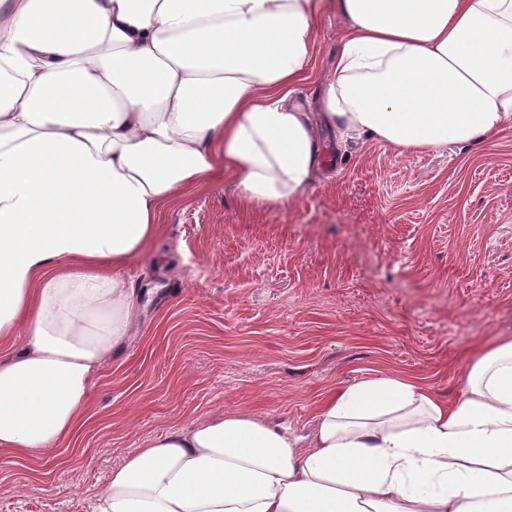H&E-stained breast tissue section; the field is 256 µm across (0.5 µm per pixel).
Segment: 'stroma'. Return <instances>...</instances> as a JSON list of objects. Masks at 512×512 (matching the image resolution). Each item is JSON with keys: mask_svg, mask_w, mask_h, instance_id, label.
<instances>
[{"mask_svg": "<svg viewBox=\"0 0 512 512\" xmlns=\"http://www.w3.org/2000/svg\"><path fill=\"white\" fill-rule=\"evenodd\" d=\"M348 25L317 22L316 103ZM298 201L266 207L231 180L189 194L122 268L143 295L93 385L81 454L0 452V512H75L151 436L226 412L307 446L325 391L404 375L455 403L468 352L512 337V127L476 148L401 153L320 135Z\"/></svg>", "mask_w": 512, "mask_h": 512, "instance_id": "35a3bbf8", "label": "stroma"}]
</instances>
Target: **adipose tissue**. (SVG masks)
<instances>
[{
  "mask_svg": "<svg viewBox=\"0 0 512 512\" xmlns=\"http://www.w3.org/2000/svg\"><path fill=\"white\" fill-rule=\"evenodd\" d=\"M329 6L348 28L309 112ZM507 125L512 0H0V450L88 426L141 304L119 270L188 193L299 199L321 127L415 151ZM92 512H512V338L452 406L400 375L328 391L305 448L237 412L151 437Z\"/></svg>",
  "mask_w": 512,
  "mask_h": 512,
  "instance_id": "obj_1",
  "label": "adipose tissue"
}]
</instances>
